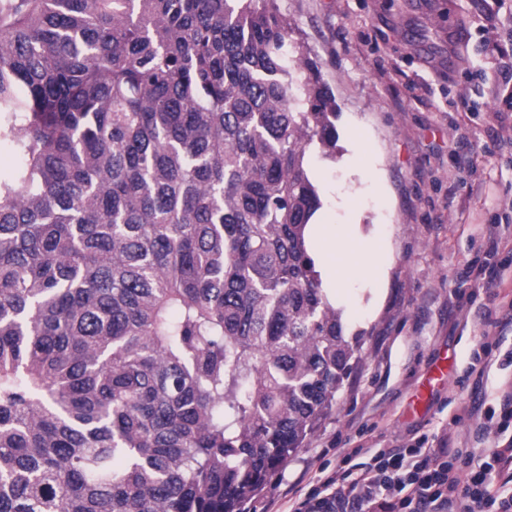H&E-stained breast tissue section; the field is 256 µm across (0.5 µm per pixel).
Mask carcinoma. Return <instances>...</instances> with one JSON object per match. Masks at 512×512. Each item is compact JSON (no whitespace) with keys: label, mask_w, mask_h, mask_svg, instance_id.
I'll use <instances>...</instances> for the list:
<instances>
[{"label":"carcinoma","mask_w":512,"mask_h":512,"mask_svg":"<svg viewBox=\"0 0 512 512\" xmlns=\"http://www.w3.org/2000/svg\"><path fill=\"white\" fill-rule=\"evenodd\" d=\"M335 118L276 0H0V512H242L304 447Z\"/></svg>","instance_id":"1"}]
</instances>
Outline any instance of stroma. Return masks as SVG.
<instances>
[{
	"instance_id": "stroma-1",
	"label": "stroma",
	"mask_w": 512,
	"mask_h": 512,
	"mask_svg": "<svg viewBox=\"0 0 512 512\" xmlns=\"http://www.w3.org/2000/svg\"><path fill=\"white\" fill-rule=\"evenodd\" d=\"M297 28L336 101V152L313 153L323 206L315 223L355 225L386 250L373 276L352 275L332 301L360 360L306 447L244 506L294 512L356 448L437 447L453 438L488 452L512 439L459 419L477 400L468 374L483 343L498 345L485 390L512 387V327L480 319L512 301V281L463 279L493 255L476 225L498 217L512 241V0H276ZM500 25L496 47L486 27ZM352 209H344V199ZM448 360V381L423 408L414 397Z\"/></svg>"
}]
</instances>
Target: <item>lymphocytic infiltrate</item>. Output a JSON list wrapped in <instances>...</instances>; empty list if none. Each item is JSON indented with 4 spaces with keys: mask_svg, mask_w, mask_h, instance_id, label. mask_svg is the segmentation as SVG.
<instances>
[{
    "mask_svg": "<svg viewBox=\"0 0 512 512\" xmlns=\"http://www.w3.org/2000/svg\"><path fill=\"white\" fill-rule=\"evenodd\" d=\"M297 512H512V440L485 455L448 440L344 457Z\"/></svg>",
    "mask_w": 512,
    "mask_h": 512,
    "instance_id": "obj_1",
    "label": "lymphocytic infiltrate"
}]
</instances>
